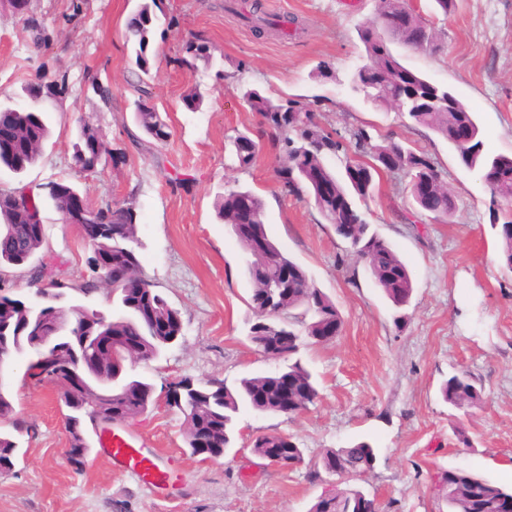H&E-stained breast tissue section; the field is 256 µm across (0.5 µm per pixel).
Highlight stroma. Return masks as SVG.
I'll return each mask as SVG.
<instances>
[{
	"label": "stroma",
	"instance_id": "obj_1",
	"mask_svg": "<svg viewBox=\"0 0 512 512\" xmlns=\"http://www.w3.org/2000/svg\"><path fill=\"white\" fill-rule=\"evenodd\" d=\"M138 2L30 0L48 37L38 47L22 15L0 0V105L29 107L22 88L44 77L65 76L70 89L63 102L43 105L51 136L39 162L20 176L1 171L0 193L37 194L43 184L65 180L93 207L131 204L143 272L180 312L183 335L159 359L134 368V376L154 384L156 402L125 427L163 459L172 488L159 497L116 471L90 427L84 466L66 464L67 409L55 384L29 378L31 356L24 353L0 378L31 427L14 468L0 474V512H308L326 487L313 476L322 453L359 440L378 450L374 469L357 485L380 512H448L437 487L447 470L473 471L512 488V271L499 259L490 191L434 131L347 91L348 76L364 62L358 29L374 18L376 0H261L268 17L299 20L301 32L288 39L256 34L232 0H157L148 89L169 128L162 143L135 122L140 94L125 30ZM412 5L440 31L438 46L418 52L396 45L393 53L471 106L488 154L512 156V0H457L448 15L436 11L434 0ZM190 41L208 46L209 62L192 59ZM95 80L111 86L110 105L93 94ZM244 85L282 103L316 102L319 120L340 135L362 128L374 144L394 140L435 162L457 201L448 221L427 216L418 227L404 224L411 200L401 174L382 177L366 199L372 230L413 274L406 307L392 305L312 202L284 189L273 137L263 138L250 168H236L229 141L259 121L240 98ZM195 87L204 100L191 111L182 97ZM87 122L100 128L107 149L125 152L123 166L92 173L75 166L72 144ZM234 184L265 200L270 237L333 299L343 328L334 340L298 354L319 384L320 398L309 410L289 417L240 409L234 448L206 460L185 445L184 417L163 399L169 383L184 377L232 383L285 365L264 357L248 338L255 316L245 254L215 210L218 194ZM41 218L45 279L79 282L88 273L90 246L51 205ZM458 371L481 388L479 405L444 401L440 387ZM459 429L470 447L458 442ZM262 433L292 435L303 462L279 468L254 456L249 444Z\"/></svg>",
	"mask_w": 512,
	"mask_h": 512
}]
</instances>
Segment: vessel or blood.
<instances>
[{
  "instance_id": "vessel-or-blood-1",
  "label": "vessel or blood",
  "mask_w": 512,
  "mask_h": 512,
  "mask_svg": "<svg viewBox=\"0 0 512 512\" xmlns=\"http://www.w3.org/2000/svg\"><path fill=\"white\" fill-rule=\"evenodd\" d=\"M101 437L104 454L115 468L134 476L154 493L169 489L168 472L159 457L145 452L139 437L122 429L103 431Z\"/></svg>"
}]
</instances>
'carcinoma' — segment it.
Returning <instances> with one entry per match:
<instances>
[{"label":"carcinoma","instance_id":"cac0c4a2","mask_svg":"<svg viewBox=\"0 0 512 512\" xmlns=\"http://www.w3.org/2000/svg\"><path fill=\"white\" fill-rule=\"evenodd\" d=\"M156 0H144L126 26V42L134 48L135 65L144 74L150 70V35L153 25V6ZM359 38L364 46L367 64L375 74L366 75L357 71L351 81L354 93L363 96L375 107L394 108L408 116L412 123L425 126L448 142L459 162L478 174L493 173L487 183L492 201L512 206V157L488 156L476 122L475 112L456 93L438 85L422 74L399 62L391 50L398 43L410 50L434 49L438 32L434 26L416 13L409 0H378L377 15L359 29ZM242 99L251 111L261 117L255 136L241 133L233 141L234 160L237 167L247 169L252 164L258 142L256 138L271 129L281 134L279 140V169L281 181L288 190L305 194L313 200L316 209L326 223L334 225L336 233L349 241L354 256L363 262L366 271L381 288L393 306H406L413 292V280L406 263L392 246L372 231L363 213L355 206L354 198L364 200L373 188L375 179L398 170L410 176L409 194L415 208L403 216L405 223L416 224L425 205L415 195L416 181L427 178L437 183V195L432 201V219L444 221L456 211L455 197L448 189L435 166V162L423 151L406 148L394 141L386 145H374L364 129L351 133L349 141L333 130L327 129L317 120L312 103L290 100L277 104L255 88H244ZM138 127L157 142L169 137L168 126L157 111L135 113ZM465 126L476 134L469 147L460 145L455 137L456 129ZM99 135L98 128L84 125L79 139L73 144V159L82 171H90L83 160L82 146L86 139ZM50 137L44 112L36 107L19 113L16 126V147L13 159L0 162L5 168L19 175L38 163L45 142ZM328 155L336 157L343 166V173L331 169L325 162ZM403 162V167H392V159ZM330 183L334 193L329 197L319 196L318 185ZM46 197L28 195L23 190L5 195L0 200V268L23 265L36 255L43 239L31 237L26 223L41 219L44 201H49L55 210L61 208V195L76 189L65 180L45 184ZM248 199L255 214V224L266 246L250 233L237 232L235 236L243 246L247 259L244 275L251 284L250 306L255 313V322L249 330L250 342L264 346L275 354L291 359L300 348L314 343L312 336L318 320L323 316L341 318L333 300L315 287L307 272L287 256L271 239L265 224V203L254 191L242 186H231L217 196V216L224 223H237V210L241 199ZM102 221L118 228L119 236L105 238L106 248L111 251L107 266L115 270H127L138 280L142 289L127 294L125 284H115L112 294L116 296L120 314L109 317L103 312L79 304L66 305L61 300L67 290H74L88 297L101 290L100 280L92 276L74 284L65 280L51 282L52 291L46 298L49 302L38 307L40 320L53 327L65 326L69 335L81 339L85 326L90 321L105 323L114 336H141V350L132 357L109 358L91 346L76 349L79 359L85 362L112 364V415L97 409L101 399L78 402L70 406L65 422L70 435L83 431L84 421L92 428H105L114 423L132 420L147 409L149 404L138 399V394L154 390V386L142 379L121 380L123 363L132 364L152 361L168 348L166 337L151 333L140 316V309L149 307L159 318L174 326L182 324L180 312L172 307L154 288V284L141 270L137 255L135 216L132 208L114 203L97 208ZM501 222L497 231L502 241L501 261L512 270V212L495 218ZM295 269L288 293L280 298L271 296L270 288L278 280L284 267ZM28 310L15 299L0 296V348L14 353L27 350V340L33 332L28 324ZM313 404L320 395L313 375L294 362L287 367ZM182 399L177 410L183 415L186 429L185 441L193 456L207 452V456L222 454L231 448L235 434V416L240 408L254 411L278 413L274 380L269 375L245 376L229 385L220 378H209L194 382L180 380ZM264 391L266 401L259 404L255 394ZM443 399L454 406L459 403L477 404L482 401L481 390L465 371L450 376L442 385ZM29 432L26 422L15 416L9 394L0 388V472L14 467L20 452L17 436ZM251 453L265 459L270 449L277 448L281 454L295 464L303 461L304 449L290 435L266 433L255 436L250 444ZM343 459L352 473V478L362 477L373 470L377 450L367 442L328 449L320 459L326 467L336 459ZM447 484L445 500L448 512H493V500L499 496L512 497L508 490L474 472L450 470L443 476ZM309 512H370L362 506L361 490L349 488L335 491L331 500L314 503Z\"/></svg>","mask_w":512,"mask_h":512}]
</instances>
